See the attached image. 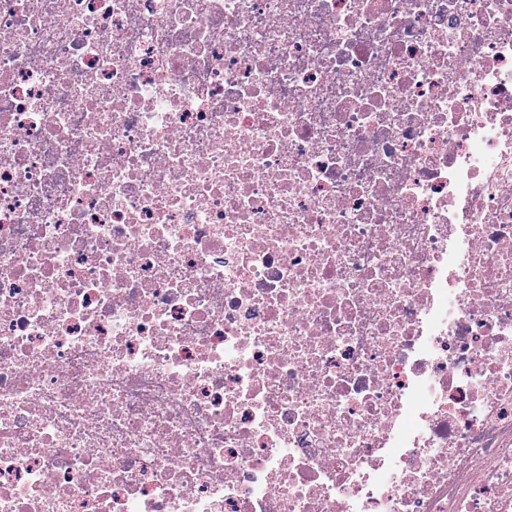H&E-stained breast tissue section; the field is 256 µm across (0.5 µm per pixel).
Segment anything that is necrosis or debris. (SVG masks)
Listing matches in <instances>:
<instances>
[{
  "label": "necrosis or debris",
  "mask_w": 512,
  "mask_h": 512,
  "mask_svg": "<svg viewBox=\"0 0 512 512\" xmlns=\"http://www.w3.org/2000/svg\"><path fill=\"white\" fill-rule=\"evenodd\" d=\"M0 512H512V0H0Z\"/></svg>",
  "instance_id": "1"
}]
</instances>
